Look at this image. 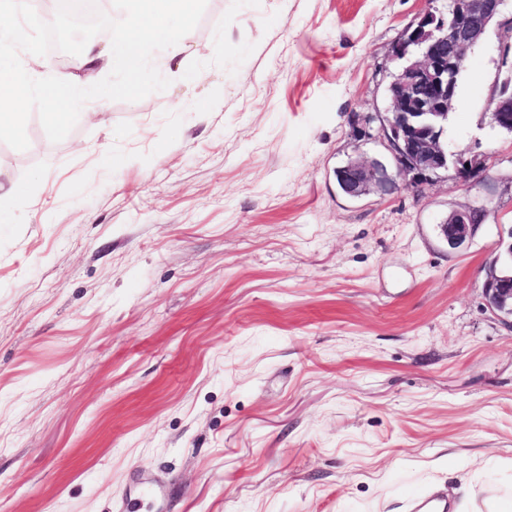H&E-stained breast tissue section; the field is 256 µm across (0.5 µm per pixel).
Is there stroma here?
Wrapping results in <instances>:
<instances>
[{"label":"stroma","instance_id":"35a3bbf8","mask_svg":"<svg viewBox=\"0 0 512 512\" xmlns=\"http://www.w3.org/2000/svg\"><path fill=\"white\" fill-rule=\"evenodd\" d=\"M428 0H198L183 67L51 142H0V512H448L512 494V329L486 307L512 236V135L490 125L504 13L444 145L487 167L404 189L375 115ZM371 116L390 183L336 169ZM482 207L450 248L438 226Z\"/></svg>","mask_w":512,"mask_h":512}]
</instances>
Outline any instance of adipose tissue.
I'll list each match as a JSON object with an SVG mask.
<instances>
[{"mask_svg": "<svg viewBox=\"0 0 512 512\" xmlns=\"http://www.w3.org/2000/svg\"><path fill=\"white\" fill-rule=\"evenodd\" d=\"M197 0H124L126 19L115 29L111 43H90L79 53L77 65L103 60L121 72L120 82L102 88L101 96L133 94L147 72L148 60L139 51L148 41L160 49L170 48L178 25L193 11Z\"/></svg>", "mask_w": 512, "mask_h": 512, "instance_id": "1", "label": "adipose tissue"}]
</instances>
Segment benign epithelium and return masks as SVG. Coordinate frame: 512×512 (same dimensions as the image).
<instances>
[{
  "mask_svg": "<svg viewBox=\"0 0 512 512\" xmlns=\"http://www.w3.org/2000/svg\"><path fill=\"white\" fill-rule=\"evenodd\" d=\"M506 2L448 0L444 11L435 6L425 10L416 26L393 44L391 59L396 69L388 86L381 130L406 189L430 184L450 168L464 185L487 178L486 168L448 153L444 135L458 93L457 73L465 51L484 39ZM491 124L512 134V65L506 68L493 101ZM354 153L337 172L349 195H363L389 180L387 168L361 156L358 142ZM481 216L482 210L467 208L449 217L440 225L448 245L457 248L473 236ZM484 294L488 309L512 328V264L508 271L486 278Z\"/></svg>",
  "mask_w": 512,
  "mask_h": 512,
  "instance_id": "benign-epithelium-1",
  "label": "benign epithelium"
}]
</instances>
